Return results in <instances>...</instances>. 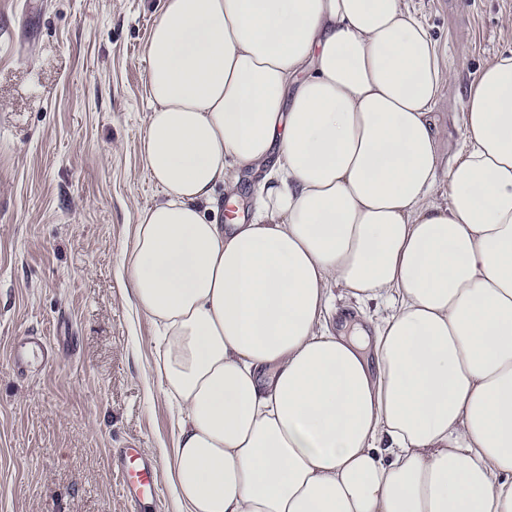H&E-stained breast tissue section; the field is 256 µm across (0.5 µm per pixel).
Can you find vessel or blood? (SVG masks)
I'll return each instance as SVG.
<instances>
[{
	"label": "vessel or blood",
	"mask_w": 512,
	"mask_h": 512,
	"mask_svg": "<svg viewBox=\"0 0 512 512\" xmlns=\"http://www.w3.org/2000/svg\"><path fill=\"white\" fill-rule=\"evenodd\" d=\"M49 346L43 337L27 336L14 344L12 366L17 372H25L32 358L44 357ZM111 471L119 480L126 512H144L146 503L157 500L160 494V466L135 445L119 449L111 460Z\"/></svg>",
	"instance_id": "obj_1"
}]
</instances>
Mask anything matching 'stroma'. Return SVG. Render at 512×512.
Segmentation results:
<instances>
[{
  "label": "stroma",
  "mask_w": 512,
  "mask_h": 512,
  "mask_svg": "<svg viewBox=\"0 0 512 512\" xmlns=\"http://www.w3.org/2000/svg\"><path fill=\"white\" fill-rule=\"evenodd\" d=\"M161 0H0V512H124L109 451L160 457L171 412L152 370L157 334L119 277L139 211L159 198L140 155L146 44ZM461 86L512 50V0H411ZM466 97L436 110L446 162ZM340 286L323 313L379 322ZM54 361L13 370L15 341Z\"/></svg>",
  "instance_id": "35a3bbf8"
}]
</instances>
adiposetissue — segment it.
I'll list each match as a JSON object with an SVG mask.
<instances>
[{"label":"adipose tissue","mask_w":512,"mask_h":512,"mask_svg":"<svg viewBox=\"0 0 512 512\" xmlns=\"http://www.w3.org/2000/svg\"><path fill=\"white\" fill-rule=\"evenodd\" d=\"M122 279L179 512H512V54L456 89L408 0H161ZM254 169L251 223L218 220ZM446 175L443 199L434 194ZM388 310L369 346L331 291Z\"/></svg>","instance_id":"1"}]
</instances>
